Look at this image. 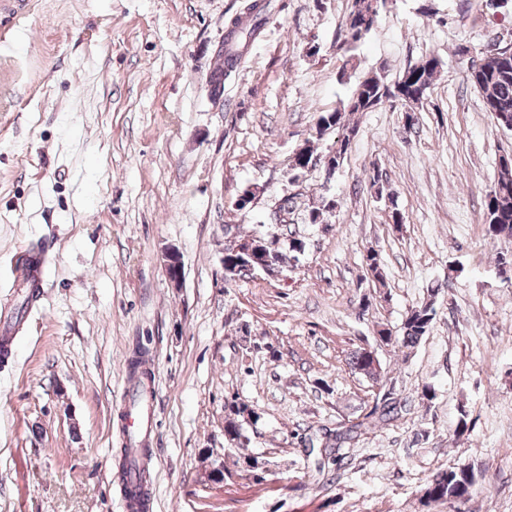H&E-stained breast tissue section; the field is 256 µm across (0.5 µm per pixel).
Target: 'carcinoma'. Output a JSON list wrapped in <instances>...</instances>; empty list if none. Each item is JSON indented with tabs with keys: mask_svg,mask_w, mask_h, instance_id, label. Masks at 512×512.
I'll list each match as a JSON object with an SVG mask.
<instances>
[{
	"mask_svg": "<svg viewBox=\"0 0 512 512\" xmlns=\"http://www.w3.org/2000/svg\"><path fill=\"white\" fill-rule=\"evenodd\" d=\"M369 3L366 0H352L347 19L340 27L338 49L345 53L354 50L372 30L377 19L367 16ZM260 15H254L250 29L235 31L234 36L224 40V61L214 70L215 80L220 82L238 63L240 52L238 39L245 33H251L261 24ZM440 60L430 56L419 64L408 66L394 82L386 80L379 72H371L358 81L351 96L332 112L320 115L315 131V139L322 140L330 133H336V139L327 145L318 162L330 175L336 174L344 162L350 148L351 138L356 135V127L346 123V114L366 112L374 105L378 108L389 105L403 109L405 125H413L415 108L426 99L438 73ZM467 83L481 95L485 110L500 126L512 124V56L499 62L487 60L484 51L479 50L467 58L465 66ZM488 233L493 238H512V164L500 166V175L496 185L487 196L486 218ZM251 241L262 245L267 255L265 270L272 271L282 260L280 238L267 233L251 237ZM366 270L379 283L384 284L379 254L374 250L364 256ZM439 289H431L430 298L413 307L407 314L399 330L390 328L378 330L379 340L392 343L400 349L410 350L429 332L436 316L435 301ZM351 368L379 382L381 365L371 356V350L359 348L351 353ZM404 404L386 394L373 399L372 406L363 420L343 426L335 431L313 434L307 438L308 447L320 445L325 454L330 455L342 444L354 440L358 433L369 424L385 423L398 418ZM233 417L227 418L224 425L225 436L231 441L245 437L243 424L254 416V408L246 403L231 405ZM479 473L472 467L458 472V467L438 473L422 489L421 498L427 502L465 503L471 499L473 487Z\"/></svg>",
	"mask_w": 512,
	"mask_h": 512,
	"instance_id": "1",
	"label": "carcinoma"
}]
</instances>
